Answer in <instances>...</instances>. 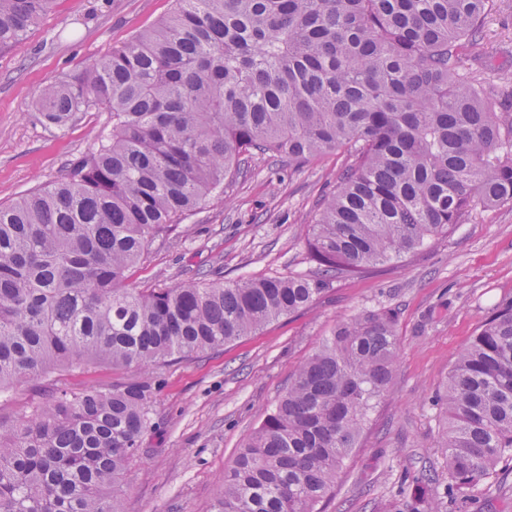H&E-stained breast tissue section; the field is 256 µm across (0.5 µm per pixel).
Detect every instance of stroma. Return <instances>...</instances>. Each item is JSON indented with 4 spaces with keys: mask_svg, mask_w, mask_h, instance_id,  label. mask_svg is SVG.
I'll return each mask as SVG.
<instances>
[{
    "mask_svg": "<svg viewBox=\"0 0 512 512\" xmlns=\"http://www.w3.org/2000/svg\"><path fill=\"white\" fill-rule=\"evenodd\" d=\"M172 0H55L27 36L0 53V204L60 178L69 160L112 128L108 112L80 114L65 131L43 122L38 90L154 26ZM487 81L512 80V0L485 20ZM346 161L333 152L295 169L256 157L245 177L155 243L132 268L135 288H166L207 274L234 279L314 274L308 220ZM512 299V208L482 211L403 262L337 274L308 309L224 347L158 370L154 426L119 494L121 512H210L244 440L284 395L336 324L363 311L393 310L399 356L390 391L370 414L324 512H379L427 470L443 512H512V462L500 463L489 494L447 496L448 463L436 448L445 416L434 397L459 351L498 303ZM131 368L89 365L57 375L60 388L110 387Z\"/></svg>",
    "mask_w": 512,
    "mask_h": 512,
    "instance_id": "35a3bbf8",
    "label": "stroma"
}]
</instances>
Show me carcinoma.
Returning a JSON list of instances; mask_svg holds the SVG:
<instances>
[{
    "instance_id": "cac0c4a2",
    "label": "carcinoma",
    "mask_w": 512,
    "mask_h": 512,
    "mask_svg": "<svg viewBox=\"0 0 512 512\" xmlns=\"http://www.w3.org/2000/svg\"><path fill=\"white\" fill-rule=\"evenodd\" d=\"M55 0H0V52ZM492 0H173L169 17L43 87L44 121L109 112L66 174L0 206V390L92 364L106 389H58L0 419V512H118L153 427L154 376L310 307L338 273L398 261L482 209L512 207V84L484 57ZM349 163L318 204L313 275L132 288L126 273L253 155ZM390 310L336 325L243 442L212 512H322L398 357ZM438 401L447 494L478 496L512 461V299L463 347ZM382 512H441L425 485Z\"/></svg>"
}]
</instances>
